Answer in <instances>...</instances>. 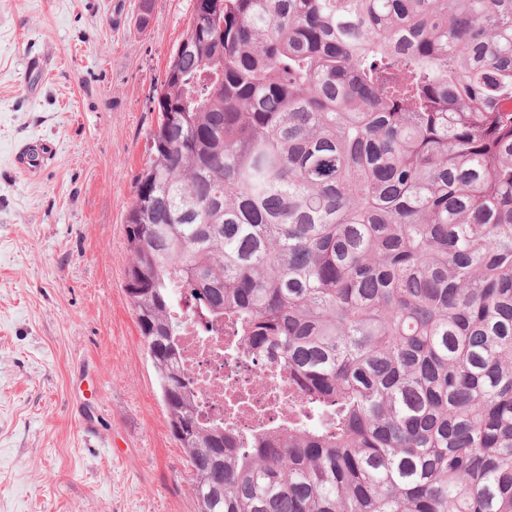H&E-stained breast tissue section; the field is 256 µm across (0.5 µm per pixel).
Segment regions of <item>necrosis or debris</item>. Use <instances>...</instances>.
<instances>
[{
  "label": "necrosis or debris",
  "instance_id": "obj_1",
  "mask_svg": "<svg viewBox=\"0 0 512 512\" xmlns=\"http://www.w3.org/2000/svg\"><path fill=\"white\" fill-rule=\"evenodd\" d=\"M232 341V336H214L196 323H188L181 338L183 365L209 415H222L226 401L247 396L251 405L239 413L238 425L249 430L285 414L292 396L287 384L275 378L268 365L231 350Z\"/></svg>",
  "mask_w": 512,
  "mask_h": 512
}]
</instances>
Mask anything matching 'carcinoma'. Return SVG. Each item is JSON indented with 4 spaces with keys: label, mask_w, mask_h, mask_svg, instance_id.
I'll return each mask as SVG.
<instances>
[{
    "label": "carcinoma",
    "mask_w": 512,
    "mask_h": 512,
    "mask_svg": "<svg viewBox=\"0 0 512 512\" xmlns=\"http://www.w3.org/2000/svg\"><path fill=\"white\" fill-rule=\"evenodd\" d=\"M126 290L199 512H512V0H199ZM302 402L200 414L186 317Z\"/></svg>",
    "instance_id": "obj_1"
}]
</instances>
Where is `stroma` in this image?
Wrapping results in <instances>:
<instances>
[{"label": "stroma", "instance_id": "35a3bbf8", "mask_svg": "<svg viewBox=\"0 0 512 512\" xmlns=\"http://www.w3.org/2000/svg\"><path fill=\"white\" fill-rule=\"evenodd\" d=\"M193 3L0 0V512H197L125 291L153 100ZM29 140L56 152L25 175Z\"/></svg>", "mask_w": 512, "mask_h": 512}]
</instances>
